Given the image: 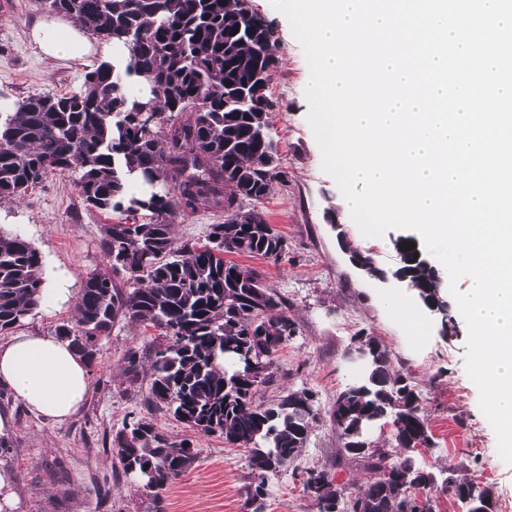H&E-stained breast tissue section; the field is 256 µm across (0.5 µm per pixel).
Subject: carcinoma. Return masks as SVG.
Returning <instances> with one entry per match:
<instances>
[{"instance_id": "obj_1", "label": "carcinoma", "mask_w": 512, "mask_h": 512, "mask_svg": "<svg viewBox=\"0 0 512 512\" xmlns=\"http://www.w3.org/2000/svg\"><path fill=\"white\" fill-rule=\"evenodd\" d=\"M86 33L121 45L125 57L85 72L79 89L29 96L0 123V199H17L52 172L78 173L88 206L121 215L105 228L102 250L112 275H86L77 318L55 327L88 365L116 321L147 323L169 344L155 352L147 400L188 428L248 448L245 504L264 512L270 473L293 462L320 419L315 392L290 390L266 404L259 388L297 329L263 274L225 259L229 253L278 262L287 240L269 224L264 203L283 178L269 114L274 101L253 76L279 67L273 25L247 0H43ZM145 81L150 95L128 92ZM152 111L155 120L142 116ZM207 242L177 243L184 211H223ZM412 248L405 249L406 245ZM392 273L448 331V300L438 268L413 235L393 239ZM41 253L26 236L0 231V333L23 324L41 300ZM124 275L134 287H119ZM363 373L336 395L329 421L346 456L365 475L355 491L330 471L309 469L303 490L319 512H430L417 486L440 487L463 512H497L491 486L461 477L448 462L443 479L416 446H433L412 376L392 367L386 347L357 332ZM394 422L391 446H372L376 426ZM122 473L134 477L165 512L164 491L196 460L192 442L176 440L152 420L132 416L113 438Z\"/></svg>"}]
</instances>
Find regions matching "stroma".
<instances>
[{
	"mask_svg": "<svg viewBox=\"0 0 512 512\" xmlns=\"http://www.w3.org/2000/svg\"><path fill=\"white\" fill-rule=\"evenodd\" d=\"M249 6L272 21L279 37L280 64L270 86L277 107L270 121L287 179L274 184L265 211L288 242V258L276 263L239 255L235 261L263 274L283 297L298 328L274 361L276 384L261 388V396L268 402L282 389L307 388L315 392L321 414L298 458L269 474L267 512H318L314 497L302 490L308 469H332L339 484L351 491L358 487L360 475L342 460L327 412L337 393L360 373L345 358L359 331L381 340L395 368L409 372L418 384L435 442L422 450V461L437 468L451 459L478 460L480 483L492 486L498 503H512V464L498 453L496 433L465 368L464 318L456 317V331L449 335L442 334L437 320L428 319L422 339L413 341L411 314L387 302L393 287L362 277L349 264L331 222L343 224L352 241L372 249L384 268L396 263L392 240L398 232L365 237L345 210L335 180L321 167V150L307 121L310 70L304 52L271 0H249ZM47 17L40 0H0V101L77 90L85 71L103 62L99 39L93 42V53L82 58L44 56L30 33ZM76 179L73 172L53 173L23 198L0 199V226L22 229L46 267L72 273L77 291L87 273L109 272L100 241L114 217L88 207ZM155 335V329L118 321L99 342L86 404L67 422H51L29 411L10 390L0 391V410L13 419L6 435L11 449L0 455V470L12 472L17 492L15 502L0 512H150L137 482L115 475L112 438L133 414L152 419L175 438L190 439L198 450L190 469L168 487L166 512H247L244 448L197 433L153 410L145 400L148 376L132 386L125 383L127 352L136 350L144 364H151Z\"/></svg>",
	"mask_w": 512,
	"mask_h": 512,
	"instance_id": "stroma-1",
	"label": "stroma"
}]
</instances>
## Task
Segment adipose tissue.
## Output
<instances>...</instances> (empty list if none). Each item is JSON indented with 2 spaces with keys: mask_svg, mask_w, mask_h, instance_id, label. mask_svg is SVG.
Wrapping results in <instances>:
<instances>
[{
  "mask_svg": "<svg viewBox=\"0 0 512 512\" xmlns=\"http://www.w3.org/2000/svg\"><path fill=\"white\" fill-rule=\"evenodd\" d=\"M45 56L66 60L89 50L73 21L50 20L31 32ZM0 386L31 410L60 423L84 404L90 378L84 359L51 332L20 331L0 342Z\"/></svg>",
  "mask_w": 512,
  "mask_h": 512,
  "instance_id": "obj_1",
  "label": "adipose tissue"
}]
</instances>
